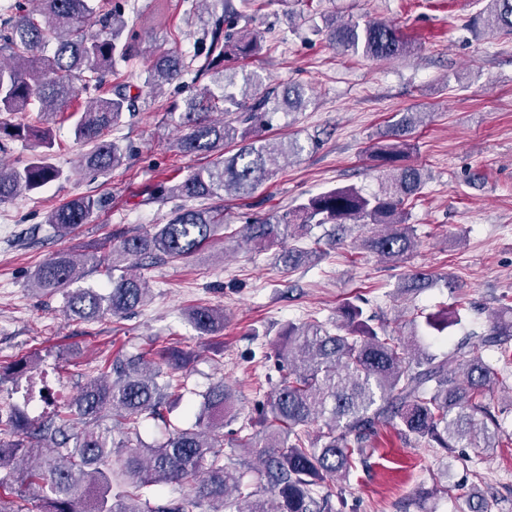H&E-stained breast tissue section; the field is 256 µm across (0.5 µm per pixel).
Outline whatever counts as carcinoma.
<instances>
[{"label": "carcinoma", "mask_w": 512, "mask_h": 512, "mask_svg": "<svg viewBox=\"0 0 512 512\" xmlns=\"http://www.w3.org/2000/svg\"><path fill=\"white\" fill-rule=\"evenodd\" d=\"M0 14V115L31 113V121L14 124L0 118V142L24 140L37 153L20 167L0 166V203L21 193L36 192L61 178L49 162L54 139L49 121L77 94L88 107L70 114L77 143L86 147L81 167L102 175L122 165L125 152L104 133L134 107V84L121 68L139 56V34L119 6L110 0H35ZM479 13L482 30L512 35V0H484ZM224 14L201 20L199 43L204 54L188 55L180 37L172 48L156 55L145 70L144 84L155 94L164 86L196 71H214L220 93L207 88L184 101L176 145L180 152L215 155L217 159L161 196L185 201L209 200L221 193L253 194L275 173L277 159L298 158L304 146L297 139L259 138L272 126L277 111L302 110L305 91L290 86L259 93L263 80L254 72L237 71L227 62L246 59L258 49V37L243 30L235 35L242 12L224 0ZM331 42L342 53L373 60L408 55L411 42L391 23H339L325 19ZM203 60L193 69L197 60ZM222 110L228 119L216 122L207 113ZM422 113L405 112L383 133L385 142L373 157L390 168L378 191L369 195L353 186L337 187L311 197L292 211L272 214L244 225L241 240L260 250L277 246L279 259L293 269L317 257L318 250L285 247L292 236H303L325 224L340 231L363 230L364 249L401 264L418 240L407 223V203L424 184L422 170L403 162L407 137L421 123ZM102 207L92 196L75 198L47 217L59 235L89 222ZM224 223L220 205L182 206L171 212L154 232L123 237L112 247V270L124 263L166 257L185 259L210 245ZM91 256L82 261L68 252L54 253L33 275L42 294L63 296L66 315L95 322L119 317L142 307L151 289L140 276L112 277L105 289L71 288L82 279ZM432 275L415 271L397 283L403 295L433 287ZM458 303L451 310L420 313L425 326L439 333L461 322ZM340 323L330 329L311 319L288 324L276 355L280 377L267 395L255 431L241 435L237 447L258 459L224 457V425L238 419L235 396L220 379L197 393L201 402L195 425L174 428L151 444L141 428L151 422L168 424L172 402L186 387L180 375L181 357L172 352L159 360L145 353H128L104 360L98 376L79 386L62 408L38 418L20 409L0 410V512H335L334 491L326 481L345 483L364 462L381 426L400 428L408 439L422 440L450 454L455 448L494 449L504 431L484 402L487 392L507 386L508 377L487 362L486 346L512 340V304L494 312L489 329L470 346L457 347L440 359L422 342L417 320L374 328L362 306L346 302ZM186 318L202 335L224 330V311L195 306ZM34 358L18 360L16 382H25L24 402H46L31 376ZM318 427L315 436L309 428ZM257 474V481L246 477ZM187 485L186 501L161 499L166 485Z\"/></svg>", "instance_id": "1"}]
</instances>
